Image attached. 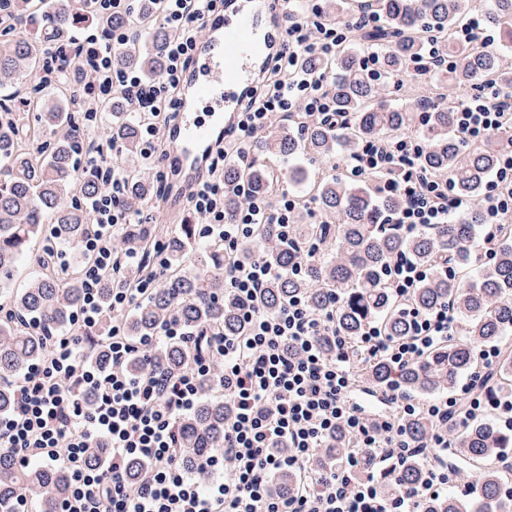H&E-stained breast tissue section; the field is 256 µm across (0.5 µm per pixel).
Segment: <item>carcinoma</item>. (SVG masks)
<instances>
[{"instance_id": "obj_1", "label": "carcinoma", "mask_w": 512, "mask_h": 512, "mask_svg": "<svg viewBox=\"0 0 512 512\" xmlns=\"http://www.w3.org/2000/svg\"><path fill=\"white\" fill-rule=\"evenodd\" d=\"M367 7L380 13L384 26L367 33L357 44L381 50L385 69L392 75L404 72L422 49L421 35L431 29L443 37L463 21L471 0H370ZM155 8L144 3L134 17L116 16L102 20L105 28L136 27L134 43L118 50L114 63L119 68L137 69L149 77L159 75L164 62L167 32L155 23ZM0 297L9 317L0 318V373L17 375L47 351L43 339L28 329L40 322L55 332L71 324V314L81 302L82 287L74 272L63 284L55 266V253L73 244L89 229V197L102 183L87 173L77 179L73 169L75 139L82 131L84 105L74 90L54 83L58 104L38 96L48 57L60 46L74 42L76 11L72 0H0ZM486 19L499 29L495 48L461 47L448 43L456 57L450 87L439 86V97L428 113L423 136L428 143L425 164L447 173L456 191L470 199L471 209L452 224L425 227L406 236L394 224L380 223L385 212L398 209L395 197H381L373 184L352 183L342 177L306 182L304 171H288V180L305 183L306 195L328 219L326 224L298 225V243L317 241L321 253L301 277L288 273L296 252L276 243V226L260 224L253 239L266 249L268 259L279 270L265 288L264 306L277 310L294 295L306 297L310 307L323 310L336 296V328L351 339L363 327L380 323L388 336L405 335L408 321L401 308L424 312L448 300L462 319L463 336L451 339L420 362L395 370L378 362L363 371L364 385L377 388L391 380L416 396L452 389L468 374L475 349L490 344L501 349L497 368L487 377L485 393L497 396L512 392V226L499 229L500 245L486 264L472 268L473 253L482 237L480 205L484 185L498 162L501 140L492 137L474 148L463 146L453 133V101L450 93L484 78L512 85V70L503 66V54L512 48V0H488ZM354 52L344 48L329 62L310 56L304 59L309 71L335 70L333 94L336 108L351 116L348 126L333 129L312 125L295 138L272 124L262 137L264 151L282 156L315 154L328 161L339 145L355 146L375 136H395L411 123L408 108H393L375 102L376 87L358 70ZM142 117L117 115L115 122L99 131L102 138L115 140L124 153L140 154L139 125ZM131 199L137 206L151 201L153 182L138 170L132 171ZM248 180L260 192H268L278 176L258 160L246 165L224 167V182L234 187ZM152 227L128 224L116 239L119 249L128 243L147 242ZM196 227L181 224L171 231L168 246L171 274L162 288L140 302L126 318V331L133 337L151 336L166 319L175 318L189 332L207 329L223 336H237L243 326L237 302L224 294V247L196 246ZM205 257L200 265L186 267L192 252ZM407 253L419 262L438 266L455 265L456 276L435 274L404 302H396L382 277L384 265L395 255ZM27 261L37 264L25 287L12 288L14 274ZM191 347L167 344L157 348L151 363L166 375L176 374L193 359ZM215 377H205L198 406L175 423L180 460L188 470L200 464L209 452L223 447L224 422L231 414L227 401L206 398ZM452 440L454 473L460 484L477 489L474 504L455 493L421 503V512H481L506 509L500 495L503 479L496 463L501 449L512 446L509 437L488 418L471 422L461 433L448 429ZM350 447L341 433L323 449L325 461H338ZM422 465L410 463L402 472V484L415 486ZM70 477L61 467L33 464L23 468L11 454L0 451V512H11L17 497L25 495L35 512H57Z\"/></svg>"}]
</instances>
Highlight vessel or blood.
I'll return each mask as SVG.
<instances>
[{
    "label": "vessel or blood",
    "instance_id": "obj_1",
    "mask_svg": "<svg viewBox=\"0 0 512 512\" xmlns=\"http://www.w3.org/2000/svg\"><path fill=\"white\" fill-rule=\"evenodd\" d=\"M289 0H224L206 19V40L183 75L178 114L162 156L170 171L164 210L183 218L214 151L236 127L249 93L283 46Z\"/></svg>",
    "mask_w": 512,
    "mask_h": 512
}]
</instances>
